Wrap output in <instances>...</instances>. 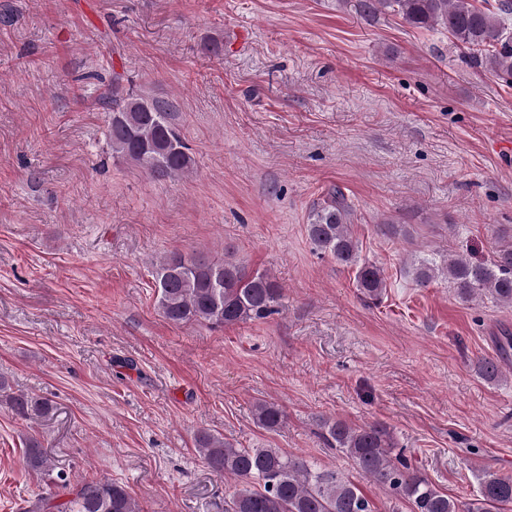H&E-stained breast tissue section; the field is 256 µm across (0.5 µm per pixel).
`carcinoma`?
Listing matches in <instances>:
<instances>
[{"label": "carcinoma", "mask_w": 512, "mask_h": 512, "mask_svg": "<svg viewBox=\"0 0 512 512\" xmlns=\"http://www.w3.org/2000/svg\"><path fill=\"white\" fill-rule=\"evenodd\" d=\"M359 16L373 20L392 13L411 27L443 28L468 49L475 63L497 76L512 78V0H496L480 8L473 0H340ZM109 114L112 152L138 163L151 177L175 178L192 172L193 155L184 144L172 103L146 99L124 84V75L114 72L100 98ZM353 209L338 186L327 190L313 208L307 235L313 248L354 272L363 294L379 298L386 288L384 271L359 254L352 234ZM416 285L426 287L439 278L448 280L457 298L471 301L485 296L512 306V232H502L491 259L476 263L461 255L448 256L438 266L429 259L413 264ZM158 308L175 325L200 324L224 328L266 319L279 312L283 288L268 273L251 272L229 261L172 252L154 265ZM475 373L487 382L503 375L498 357H481ZM0 402L25 420H37L53 410L39 396L12 391L0 374ZM257 423L274 430L285 419L274 402L256 406ZM326 440L357 465L362 474L384 486L397 500L409 503L411 512H502L512 506V476L485 473L478 498L462 502L440 491L412 460L393 448L387 427L357 426L335 419L324 425ZM198 452L209 467L235 481L234 491L224 501V512H374L370 500L342 474L287 454L279 448H235L224 438L201 431L195 438ZM26 459L30 468L48 476L57 487L72 489L65 512H138L126 489L110 480H85L71 487L70 476L53 473L39 439L28 440Z\"/></svg>", "instance_id": "1"}]
</instances>
